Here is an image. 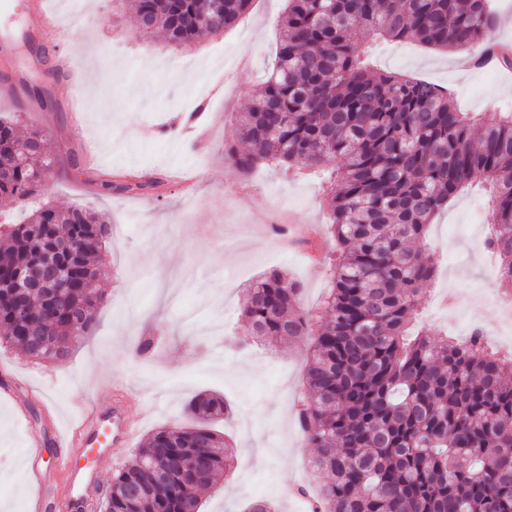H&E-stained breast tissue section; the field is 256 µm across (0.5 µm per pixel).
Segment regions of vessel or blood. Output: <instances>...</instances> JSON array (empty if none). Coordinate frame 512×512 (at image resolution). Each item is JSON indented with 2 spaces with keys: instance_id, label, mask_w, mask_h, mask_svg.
I'll return each mask as SVG.
<instances>
[{
  "instance_id": "vessel-or-blood-1",
  "label": "vessel or blood",
  "mask_w": 512,
  "mask_h": 512,
  "mask_svg": "<svg viewBox=\"0 0 512 512\" xmlns=\"http://www.w3.org/2000/svg\"><path fill=\"white\" fill-rule=\"evenodd\" d=\"M28 27L46 39L60 37L45 8V0H31ZM139 424V419L120 408L106 409L95 402L61 433L62 449L54 461L55 476L64 489V498L59 503L61 512H93V493L98 486L96 463L107 458L114 448L130 445ZM79 455L87 458V465L76 463Z\"/></svg>"
}]
</instances>
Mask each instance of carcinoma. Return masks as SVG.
<instances>
[{"instance_id": "cac0c4a2", "label": "carcinoma", "mask_w": 512, "mask_h": 512, "mask_svg": "<svg viewBox=\"0 0 512 512\" xmlns=\"http://www.w3.org/2000/svg\"><path fill=\"white\" fill-rule=\"evenodd\" d=\"M134 0L133 26L188 46L236 25L252 0ZM275 62L238 132L248 150L224 147L240 173L262 163L317 168L324 182L331 288L315 309L302 285L271 271L246 289L244 335L267 343L312 337L297 401L305 442L318 450L313 512H512V358L479 336L464 343L413 340L436 264L427 227L475 181L490 192L484 247L512 288V113L489 120L460 112L448 91L410 74L374 70L352 31L475 52L496 27L490 0H288ZM0 117V196L24 199L56 160L38 131L18 136ZM156 181L102 184L109 193ZM109 231L80 207L44 206L25 224L0 229V345L57 360L97 328L94 287H81ZM70 251L56 255V242ZM57 260L66 279L53 306L19 295L18 266ZM53 337L38 348L12 333L14 311ZM231 408L215 395L188 405V424L165 425L114 477L104 512H199L200 493L235 466L216 429ZM169 471L161 481L154 463Z\"/></svg>"}]
</instances>
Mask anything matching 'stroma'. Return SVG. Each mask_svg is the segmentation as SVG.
<instances>
[{
    "mask_svg": "<svg viewBox=\"0 0 512 512\" xmlns=\"http://www.w3.org/2000/svg\"><path fill=\"white\" fill-rule=\"evenodd\" d=\"M287 0H254L233 29L193 46L168 43L160 33L139 37L120 0H47L66 31L64 53L82 75L73 84L53 74L54 51L39 69L13 71L0 62V116L17 117L18 132L39 131L50 140L57 164L34 194L0 197V221L25 222L43 204L90 208L111 227L97 282L99 323L61 360L39 361L0 348V386L15 396L0 401V512H32L33 473L50 476L57 431L90 401L120 396L146 418L130 447L100 465L102 491L150 434L186 420L196 395L213 393L233 408L218 428L237 452L234 471L201 494L202 512H245L257 498L278 502L280 512H304L295 490L315 489L310 468L317 451L296 426L294 397L305 380L309 341L251 343L238 348L244 289L278 269L304 285V308L317 306L329 287L322 254L320 176L262 165L240 174L224 159L237 143L235 115L260 91L275 56V22ZM379 69L409 73L448 87L460 111L493 118L512 112V77L476 67L468 52L440 51L415 42L369 36L363 40ZM41 83L45 96L29 97ZM202 105L201 138L184 135V101ZM77 102L82 126L68 110ZM151 165L160 187L149 194H108L100 185ZM481 184L455 196L435 217L425 241L438 267L426 287L418 326L462 337L480 320L495 349L512 345V327L490 299L499 280L493 259L480 247L488 232V199ZM307 229L310 249L272 235L273 216ZM157 349L139 357L140 337Z\"/></svg>",
    "mask_w": 512,
    "mask_h": 512,
    "instance_id": "stroma-1",
    "label": "stroma"
}]
</instances>
